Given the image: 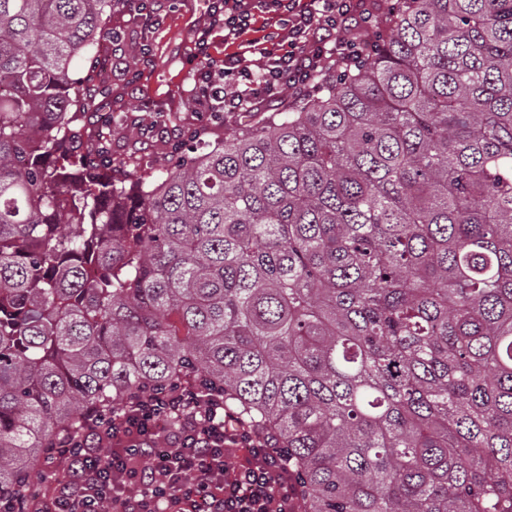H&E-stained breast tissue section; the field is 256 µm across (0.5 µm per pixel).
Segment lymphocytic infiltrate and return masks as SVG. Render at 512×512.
<instances>
[{"instance_id": "f902f5d3", "label": "lymphocytic infiltrate", "mask_w": 512, "mask_h": 512, "mask_svg": "<svg viewBox=\"0 0 512 512\" xmlns=\"http://www.w3.org/2000/svg\"><path fill=\"white\" fill-rule=\"evenodd\" d=\"M263 13L275 15L276 27L246 39ZM210 18L196 35L194 96L202 111L232 115L288 91L308 92L330 66L363 56L357 32L371 28L375 15L360 0H214ZM215 30L225 44L243 42V51L213 60ZM91 422L108 433V451L84 438L62 443L51 492L0 512H294L287 456L235 423L221 393L182 385Z\"/></svg>"}]
</instances>
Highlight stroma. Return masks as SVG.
Returning <instances> with one entry per match:
<instances>
[{
  "label": "stroma",
  "mask_w": 512,
  "mask_h": 512,
  "mask_svg": "<svg viewBox=\"0 0 512 512\" xmlns=\"http://www.w3.org/2000/svg\"><path fill=\"white\" fill-rule=\"evenodd\" d=\"M208 23L205 0H177L174 7H161L147 29L136 0H122L108 27L124 33L133 44H147L153 66L138 70L133 54L113 51L108 37L75 62L74 79L97 93L95 103L87 108L88 123L105 139L113 164L124 166L127 185L174 163L175 131L200 127L212 141L239 126L236 116L211 120L198 112L193 101L197 72L188 60L194 52L195 32Z\"/></svg>",
  "instance_id": "35a3bbf8"
}]
</instances>
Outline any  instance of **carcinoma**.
Segmentation results:
<instances>
[{"label": "carcinoma", "instance_id": "carcinoma-1", "mask_svg": "<svg viewBox=\"0 0 512 512\" xmlns=\"http://www.w3.org/2000/svg\"><path fill=\"white\" fill-rule=\"evenodd\" d=\"M119 0H0V499L198 383L303 512H512V0H398L321 91L128 188L70 78Z\"/></svg>", "mask_w": 512, "mask_h": 512}]
</instances>
